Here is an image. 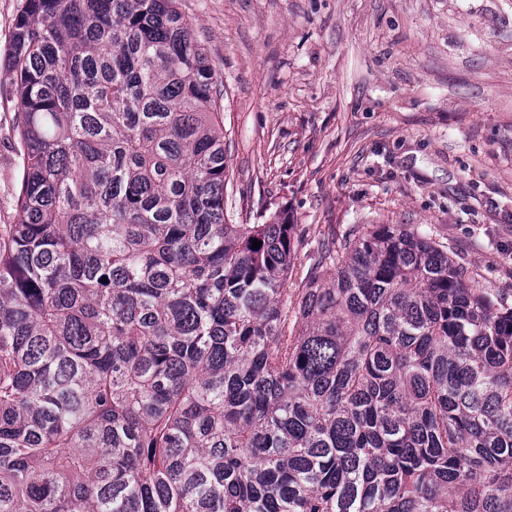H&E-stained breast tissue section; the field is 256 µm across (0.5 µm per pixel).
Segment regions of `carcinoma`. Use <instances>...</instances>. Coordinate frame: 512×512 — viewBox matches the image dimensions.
Here are the masks:
<instances>
[{"instance_id":"1","label":"carcinoma","mask_w":512,"mask_h":512,"mask_svg":"<svg viewBox=\"0 0 512 512\" xmlns=\"http://www.w3.org/2000/svg\"><path fill=\"white\" fill-rule=\"evenodd\" d=\"M7 69L0 512H512V307L404 224L288 302L177 0H25Z\"/></svg>"}]
</instances>
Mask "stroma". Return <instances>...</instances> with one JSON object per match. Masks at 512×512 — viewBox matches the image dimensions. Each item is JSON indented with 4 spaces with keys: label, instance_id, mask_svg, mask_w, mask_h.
Wrapping results in <instances>:
<instances>
[{
    "label": "stroma",
    "instance_id": "stroma-1",
    "mask_svg": "<svg viewBox=\"0 0 512 512\" xmlns=\"http://www.w3.org/2000/svg\"><path fill=\"white\" fill-rule=\"evenodd\" d=\"M218 75L227 220L288 207L318 243L407 224L512 306V0H179ZM0 71V224L14 221Z\"/></svg>",
    "mask_w": 512,
    "mask_h": 512
}]
</instances>
